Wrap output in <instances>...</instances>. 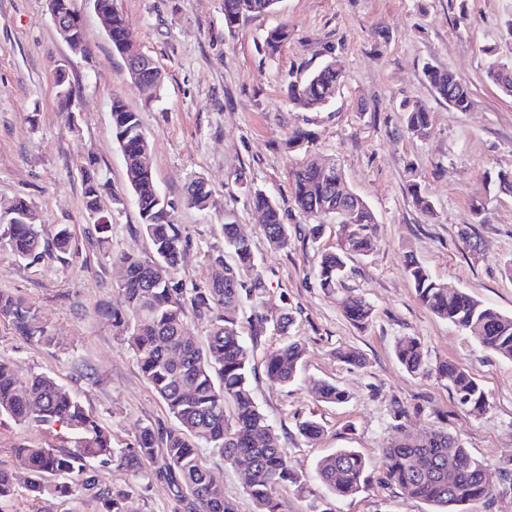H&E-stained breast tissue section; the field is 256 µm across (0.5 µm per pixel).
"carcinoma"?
Returning a JSON list of instances; mask_svg holds the SVG:
<instances>
[{
  "label": "carcinoma",
  "instance_id": "1",
  "mask_svg": "<svg viewBox=\"0 0 512 512\" xmlns=\"http://www.w3.org/2000/svg\"><path fill=\"white\" fill-rule=\"evenodd\" d=\"M279 0H224V21L233 26L246 15L270 12ZM133 32L121 9L112 10V48L123 52ZM291 32L279 26L266 33L268 56H276L288 43ZM423 74L436 97L460 112L470 109L471 91L455 74L434 65ZM487 81L504 95L512 97V65L494 59L485 69ZM163 81L155 66L134 79L148 99L157 97ZM344 82L343 72L327 62L311 73L288 82V100L301 111H316L326 106ZM406 131L416 137L426 135L430 112L417 104H405ZM112 137L124 159L125 182L138 208L141 227L149 238L153 256L143 259L130 253L113 257L119 271L116 288L120 307L110 311L112 327L124 336L136 362L153 390L164 401L174 424L169 428L144 427L136 448L124 450L112 445V437L89 414L80 397L47 374L21 378L13 362L0 356V417L26 427L66 430L69 446L31 445L14 449L16 469L0 468V504L12 500L20 489L35 497L73 494L71 477L83 478L82 486L99 503L98 512H125L129 496L125 489L101 487L87 468V458L103 463L117 462L134 472L151 471L165 482L184 512H236L234 502L225 496L224 484L207 465L202 453L206 447L233 466L249 471L248 493L256 512H280L276 491L288 485L300 486L302 476L289 465L278 446L275 427L256 403L249 384L251 352L240 331L239 315L246 304L260 298L265 282L260 276L249 281L241 271L254 266L250 243L239 235L232 215H224L221 236L224 247L209 254L211 275L204 286L187 285L177 277L187 247L172 214L175 205L159 193L151 162V149L139 113L123 99L112 98ZM312 131L295 126L286 140L290 153L302 152L307 160L292 176V196L297 208L313 220L306 235L317 240L324 220L351 225L345 244L320 256L317 270L319 288L337 293L347 275L348 261L368 257L376 247V215L369 204L353 191L340 187L342 171L309 155ZM190 183L182 204L204 211L209 207L210 191L193 189ZM485 183L497 191L512 194V172L500 171ZM84 206L87 213L112 215L101 205L105 195L112 205H125L124 196L112 191L109 182L97 174L84 178ZM415 206L425 215L434 213L433 203L417 183L408 185ZM250 205L263 216L262 231L268 242L281 249L288 247L292 229L284 224L277 203L260 189H248ZM10 224L0 232V250L19 261L38 260L53 252L62 256L71 251L72 236L67 224H59L47 239L30 204L21 197L0 208ZM231 253L234 262L225 260ZM404 270L420 303L436 317L446 320L470 335L480 346L512 361V315L482 302L473 293L457 289L435 278L429 268L409 254ZM340 304L354 323L364 324L372 307L362 297L345 294ZM204 318L209 325L203 341L187 334L188 314ZM11 323L15 332L30 341L51 344L55 336L40 319L37 310L25 300L0 293V320ZM255 333L272 328L283 336L282 343L265 357L269 381L288 385L302 369L304 346L288 336L291 318L282 311L276 315L255 314ZM395 353L405 370L414 375L433 372L448 383L458 405L472 412L490 406L489 397L464 366L438 361L430 364L420 342L401 336ZM321 402L343 404L348 394L328 383L314 384ZM386 481L403 495L431 506V512H463V506L491 497L501 475L475 458L458 435L437 431L415 442L405 436L382 450ZM368 463L354 448H341L320 459L315 468L319 482L337 497H352L362 491Z\"/></svg>",
  "mask_w": 512,
  "mask_h": 512
}]
</instances>
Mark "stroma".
Masks as SVG:
<instances>
[{
    "instance_id": "obj_1",
    "label": "stroma",
    "mask_w": 512,
    "mask_h": 512,
    "mask_svg": "<svg viewBox=\"0 0 512 512\" xmlns=\"http://www.w3.org/2000/svg\"><path fill=\"white\" fill-rule=\"evenodd\" d=\"M87 56L74 54L47 12V0H0V201L26 198L45 234L69 225L76 253L34 262L0 252V292L23 298L56 338L44 345L18 336L0 321V356L21 375L46 373L77 393L118 448L136 444L142 427H167L166 406L143 377L133 352L104 311L118 307L113 255L151 254L134 201L113 210L110 245L101 249L87 216L83 179L96 158L112 188L125 192L123 156L112 139L111 106L120 97L139 112L152 151L160 193L177 199L204 179L210 206L178 207L173 218L188 248L178 270L186 283L205 285L209 253L220 244L225 213H233L252 245L255 273L266 283L257 310L294 316L292 336L305 346L300 379L272 384L263 369L251 376L253 396L275 426L279 446L305 478L302 488L277 492L281 512H430L383 479L382 448L404 436L423 439L438 430L457 434L470 453L502 481L467 512H512V361L482 348L467 333L424 308L404 272L406 255L421 260L452 288L476 293L512 314V194L488 192L484 178L512 170V99L484 76L485 48L512 63V0H279L272 12L224 23V0H119L138 51L151 56L164 79L159 98L146 100L125 75L88 0H75ZM288 26L291 38L277 57L265 51L268 30ZM334 61L346 75L332 103L302 112L283 88L291 76ZM454 73L472 92L469 111L437 99L422 68ZM66 69L79 102L77 129L57 99L56 72ZM431 114L425 136L406 133L401 103ZM315 135L314 156L341 167L348 186L377 217V247L350 261L345 290L372 307L370 321L354 324L337 296L324 294L317 266L324 251L344 241L326 221L318 241L292 236L274 248L249 204L247 188L265 191L289 225L306 223L291 194V171L301 162L284 141L295 126ZM417 182L433 205L418 210L408 192ZM482 199L488 221L475 223L472 203ZM420 340L429 361L466 367L487 392L480 413L460 409L435 374L413 375L398 362L397 338ZM354 348L366 362H341ZM345 389L343 405L318 401L313 386ZM312 417L321 436L297 430ZM358 449L369 462L367 487L351 498L329 493L315 476L321 458ZM207 460L237 512H253L247 479L217 455ZM100 485L130 489L127 512H175L163 481L117 464L90 459ZM0 512H97L83 490L58 498L21 495Z\"/></svg>"
}]
</instances>
